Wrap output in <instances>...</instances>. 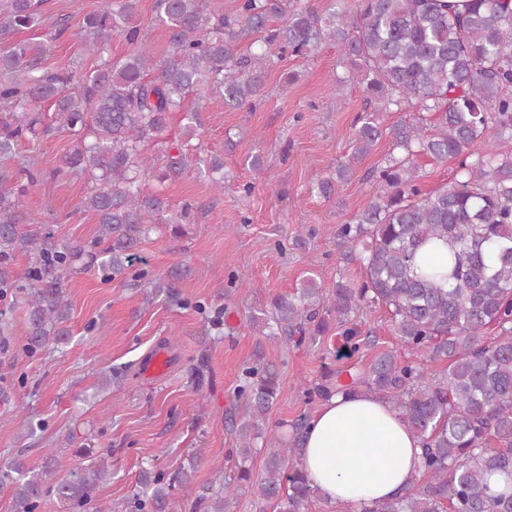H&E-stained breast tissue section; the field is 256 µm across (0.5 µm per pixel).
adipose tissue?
<instances>
[{
	"label": "adipose tissue",
	"mask_w": 512,
	"mask_h": 512,
	"mask_svg": "<svg viewBox=\"0 0 512 512\" xmlns=\"http://www.w3.org/2000/svg\"><path fill=\"white\" fill-rule=\"evenodd\" d=\"M422 447L397 411L372 394L333 395L310 421L305 475L319 496L354 507L412 486Z\"/></svg>",
	"instance_id": "adipose-tissue-1"
}]
</instances>
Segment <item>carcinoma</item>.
I'll list each match as a JSON object with an SVG mask.
<instances>
[{
    "label": "carcinoma",
    "mask_w": 512,
    "mask_h": 512,
    "mask_svg": "<svg viewBox=\"0 0 512 512\" xmlns=\"http://www.w3.org/2000/svg\"><path fill=\"white\" fill-rule=\"evenodd\" d=\"M40 0H7L0 7V36L40 23ZM136 0H103L85 18V51L99 58L85 72L42 66L29 42L0 46V291L23 293L24 348L37 354L69 342L70 305L62 274L96 269L115 279L141 261L140 245L154 216L167 208L162 188L146 193L145 172L159 184L189 167L178 149L160 168L145 155L158 144L170 115L183 113V135H196L203 88L242 107L263 90L265 72L288 57H304L324 41L335 43L366 93V105L349 132L352 158L367 155L388 138L400 155L367 172L379 194L349 220L336 225L341 259L363 267L359 283L336 281L327 292L312 278L271 310L252 316L259 330L302 342L341 331L357 351L364 345L353 319L364 303L389 311L395 334L410 349L444 360L440 375L389 352L367 367L329 370L304 389L308 399L327 400L344 391L372 393L387 401L422 442L420 478L404 493L363 506L360 512H512V492L495 491L494 474L512 478V151L498 141L512 136V7L509 0H332L319 11L294 0H236L232 12L207 15L202 0H155L157 20L167 29L165 54L156 58L139 43ZM117 34L132 46L114 60ZM53 108L52 121L75 139L57 171L89 177L80 207L98 216L89 246H57L37 230H23L15 197L26 190L1 164L19 142L47 132L38 114ZM406 107L411 117L385 126L383 113ZM457 162L453 181L426 192L415 159ZM341 164L336 177L318 176L324 198L350 178ZM31 256L26 284L10 269L17 254ZM151 280L152 295L179 300L174 279ZM496 334L487 335L489 329ZM279 393L276 368L245 365L236 404L227 419L238 447L233 482L215 470L214 485L193 490L196 460L168 471L150 464L126 497L124 512H224L234 492L252 491L275 512H305L318 495L304 474V434L309 419L269 426ZM264 440V472L250 461ZM497 446H490V441ZM76 471L56 472L51 454L33 470L23 455L0 466V491L13 512H38L58 500L64 512H109L97 497L111 476L108 448H78Z\"/></svg>",
    "instance_id": "cac0c4a2"
}]
</instances>
